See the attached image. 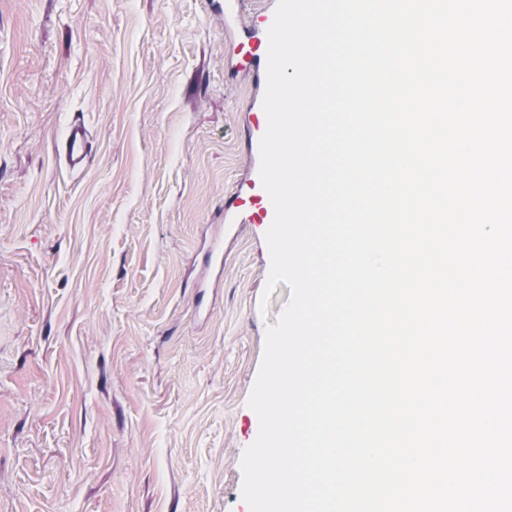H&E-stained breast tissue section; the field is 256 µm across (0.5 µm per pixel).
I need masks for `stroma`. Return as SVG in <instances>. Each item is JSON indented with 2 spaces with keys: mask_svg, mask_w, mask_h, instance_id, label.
<instances>
[{
  "mask_svg": "<svg viewBox=\"0 0 512 512\" xmlns=\"http://www.w3.org/2000/svg\"><path fill=\"white\" fill-rule=\"evenodd\" d=\"M246 26L224 0H0V512H249L290 289L264 293L265 226L205 256L251 165ZM90 133L80 123H72L65 138L57 146V151L65 160L66 166L72 171L82 170L89 162Z\"/></svg>",
  "mask_w": 512,
  "mask_h": 512,
  "instance_id": "obj_1",
  "label": "stroma"
}]
</instances>
